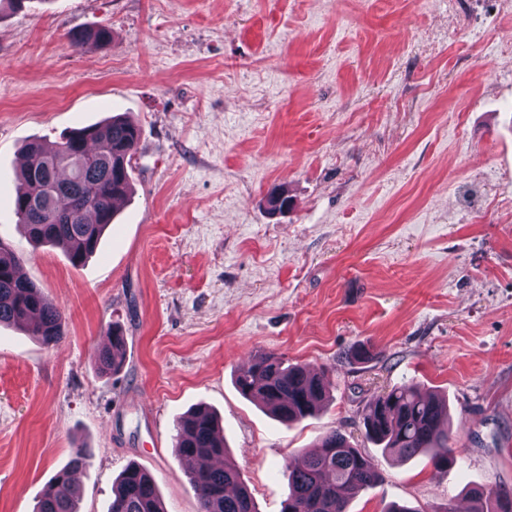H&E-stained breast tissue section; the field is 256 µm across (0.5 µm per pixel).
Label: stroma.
I'll return each mask as SVG.
<instances>
[{"mask_svg": "<svg viewBox=\"0 0 512 512\" xmlns=\"http://www.w3.org/2000/svg\"><path fill=\"white\" fill-rule=\"evenodd\" d=\"M107 26V47L70 44ZM129 113L134 192L73 266L15 225L23 145ZM292 200L272 212L271 191ZM0 238L64 312L44 347L0 328V512H33L82 447L79 512L130 464L198 512L175 422L214 412L259 512L330 430L380 479L349 512H470L512 491V0H28L0 13ZM125 364L100 375L112 325ZM367 345L371 361L351 359ZM324 372L285 428L241 394L259 353ZM447 396L448 470L367 440L366 402ZM470 494L473 502L472 512H512V494L503 488L478 487Z\"/></svg>", "mask_w": 512, "mask_h": 512, "instance_id": "obj_1", "label": "stroma"}]
</instances>
